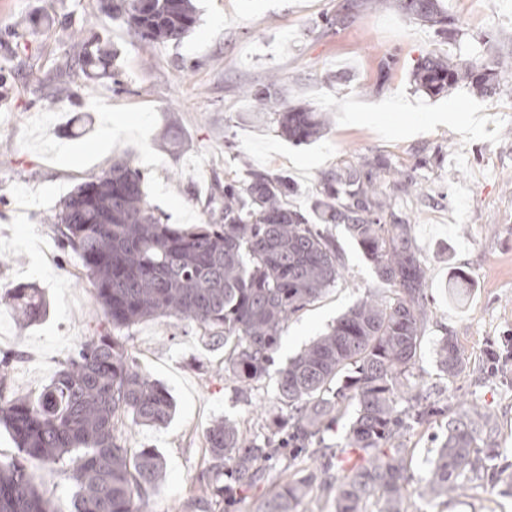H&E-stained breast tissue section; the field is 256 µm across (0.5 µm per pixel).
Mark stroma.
<instances>
[{
    "mask_svg": "<svg viewBox=\"0 0 512 512\" xmlns=\"http://www.w3.org/2000/svg\"><path fill=\"white\" fill-rule=\"evenodd\" d=\"M347 0H198L199 20L181 42L143 51L125 26L98 17V0H0V287L33 284L49 306L23 323L0 296V357L13 356L5 398H34L75 346L96 330L95 291L75 254L61 247L50 216L76 186L128 156L163 222H205L214 180L244 181L252 169L285 174L306 208L324 174L381 155L415 169L422 190L392 193L411 217L410 235L426 267L428 319L414 380L438 391L442 415L407 432L414 484L448 432L461 401L492 417L480 441L487 476L449 502L411 498L409 512H512V354L488 353L512 338V97L479 95L468 79L451 91H417L419 59L439 54L461 66L512 52V0H440L453 35L406 17L395 0H356L348 25L329 27ZM56 24L46 23V16ZM92 36L119 53V80H91L69 63ZM389 73H382L383 62ZM278 76L287 102L326 112L324 134L307 144L280 137L253 117L249 88ZM112 118L105 151L96 145ZM331 231L345 261L335 288L292 316L280 339L283 367L355 303L391 296L343 226ZM454 336L462 366L440 371L435 347ZM128 354L164 384L176 403L166 425L123 422L128 448H154L166 476L146 512H196L198 479L209 466L205 435L229 419L250 438L266 435L280 411L276 378L241 388L224 369L223 345L193 324L169 318L132 329ZM305 461L279 458L263 478L216 512H262L275 486Z\"/></svg>",
    "mask_w": 512,
    "mask_h": 512,
    "instance_id": "stroma-1",
    "label": "stroma"
}]
</instances>
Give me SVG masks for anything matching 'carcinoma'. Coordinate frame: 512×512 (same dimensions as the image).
<instances>
[{
	"mask_svg": "<svg viewBox=\"0 0 512 512\" xmlns=\"http://www.w3.org/2000/svg\"><path fill=\"white\" fill-rule=\"evenodd\" d=\"M410 19L450 32L439 0H397ZM105 16L119 21L139 47L178 43L195 27L193 0H99ZM116 51L98 38L73 61L88 78L110 77ZM512 56L469 63L468 77L486 95L504 92L498 75ZM459 79L445 58L416 66L414 82L427 94L449 90ZM249 95L257 111L274 116L278 132L303 144L323 134L326 117L281 101L274 77ZM387 175L404 189L414 177L386 159L338 169L321 180L309 209L288 205L296 192L285 175L253 170L241 186L216 183L209 219L186 229L162 222L144 191V175L119 158L101 175L81 183L51 220L62 247L81 262L96 292L101 331L75 353L34 400L0 396V425L17 454L0 460V512H60L39 489L36 468L56 466L73 482L69 512H143L141 504L162 482L164 461L154 448L128 452L118 425L167 423L175 410L168 389L128 356L126 341L139 323L168 317L187 321L231 351L226 367L240 385L264 378L274 362L288 320L342 277L343 256L329 224H342L393 297L355 303L325 333L279 370L278 399L287 413L274 417L270 434L247 438L236 424L216 419L206 432L212 464L199 477L208 493L203 512L227 492L254 486L265 466L281 456L275 435L288 434L290 459L303 444L347 418L336 470L280 484L265 512H295L313 486L335 492V512H407L412 495L452 497L478 479L477 442L490 415L463 407L448 420V434L430 461L424 483L409 489L413 449L399 438L440 413L432 391L411 383L427 318L425 268L410 235L381 187ZM13 308L28 323L41 321L47 304L38 288L9 289ZM442 372L453 378L461 365L455 337L436 349Z\"/></svg>",
	"mask_w": 512,
	"mask_h": 512,
	"instance_id": "obj_1",
	"label": "carcinoma"
}]
</instances>
